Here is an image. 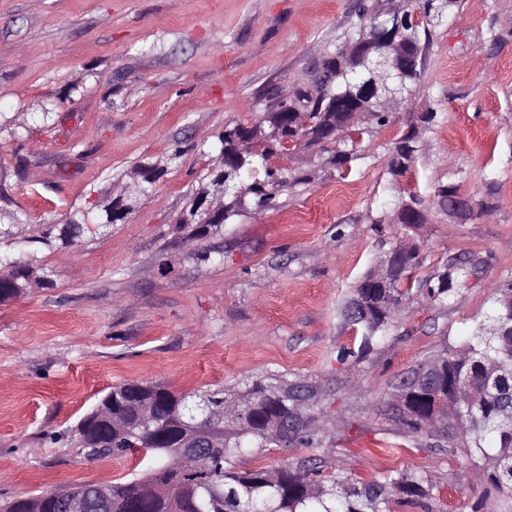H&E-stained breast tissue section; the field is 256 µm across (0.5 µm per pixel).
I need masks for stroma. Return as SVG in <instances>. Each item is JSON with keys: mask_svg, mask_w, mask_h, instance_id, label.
I'll use <instances>...</instances> for the list:
<instances>
[{"mask_svg": "<svg viewBox=\"0 0 512 512\" xmlns=\"http://www.w3.org/2000/svg\"><path fill=\"white\" fill-rule=\"evenodd\" d=\"M349 3L0 0V209L25 224L11 252L30 251L54 279L0 303V501L155 466L139 453L89 461L72 444L114 384L229 395L262 379L309 386L328 433L318 448L243 455L237 469L316 459L325 476L359 483L410 473L434 488L412 504L393 499L391 512H473L482 491L465 448L412 433L394 406L400 380L458 349L492 285L512 279V0H462L433 35L420 95L364 137L348 176L297 151L281 164L310 170L312 181L275 207L202 239L176 229L225 125L257 119L264 89L307 83L313 59L335 51ZM432 101L439 119L423 151L392 178L393 140ZM177 140L186 152L167 163ZM145 158L165 173L126 223L67 246L38 244L45 225L105 201ZM441 183L492 203V216L454 222L432 203ZM413 194L427 204L413 280L455 258L477 266L448 305L410 289L366 349L342 310L385 264L395 215ZM204 251L212 261H200Z\"/></svg>", "mask_w": 512, "mask_h": 512, "instance_id": "stroma-1", "label": "stroma"}]
</instances>
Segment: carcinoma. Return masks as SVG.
Segmentation results:
<instances>
[{
  "instance_id": "cac0c4a2",
  "label": "carcinoma",
  "mask_w": 512,
  "mask_h": 512,
  "mask_svg": "<svg viewBox=\"0 0 512 512\" xmlns=\"http://www.w3.org/2000/svg\"><path fill=\"white\" fill-rule=\"evenodd\" d=\"M403 2L394 8L399 23L371 40L370 19L384 11L386 4L384 0H351L350 14L356 21L342 33L336 50L314 63L310 84L287 96L270 92L258 120L224 127L217 165L206 174L210 185L224 184V222L243 215L250 206L256 211L269 209L286 187L309 181L306 172L281 169L271 158L298 150H331V162L344 173L363 136L375 126H387L401 104L416 98L432 32L443 25L459 0ZM437 117V109L428 107L394 140L387 159L391 176L403 175L414 163ZM163 173V166L143 161L129 174L130 183L137 195L146 196ZM207 192V186L199 188L177 218L178 228L200 226V199ZM90 214L102 230L121 222L112 215V207L94 204L79 220L50 225L34 242L70 245L90 231L84 222ZM405 246L404 253L389 256L395 266L393 278L379 287L374 284V273H368L343 309L345 322L361 331L367 344L383 335L400 314L406 295L401 282L420 263L417 244ZM471 266L476 263H451L443 272L419 282L418 288L430 303L447 304L467 286ZM11 278L19 282L13 290L15 297L33 282L52 283L29 259L0 250V293L7 290ZM359 300L364 302V311L354 317L350 308ZM416 371L430 375L400 388L405 393L406 409L398 412L403 424L413 432H427L438 420L439 409L448 404V418L455 421L452 441L476 459L475 481L483 495L475 512L486 509L492 495L512 499V282L493 287L488 311L459 350L427 361ZM292 391L288 385L260 381L233 397L219 392L179 393L161 383L132 380L116 384L79 421L74 437L80 453L88 460H100L146 450L162 462L143 478L88 481L56 489L50 497H17L0 512H32L37 501L42 512H65L73 492L83 494L87 512H390L394 494L405 503L427 495L424 480L406 473L359 485L321 480L315 466L236 469L234 459L249 446L321 444L323 427L315 416L288 439L276 440L275 426L290 414L291 400L285 394ZM105 411L122 425L113 431L103 426L99 418ZM219 424L224 433L216 436L206 466L187 467L176 457L173 445L180 427L206 429ZM147 482L156 485L159 493L141 494ZM102 484L110 488L107 502L96 496Z\"/></svg>"
}]
</instances>
